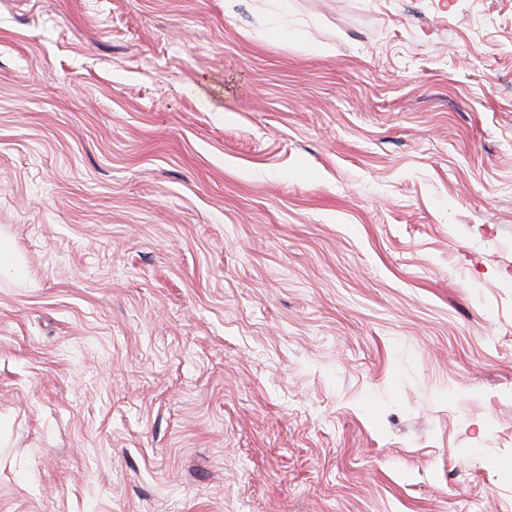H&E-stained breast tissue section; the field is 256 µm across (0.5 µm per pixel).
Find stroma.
<instances>
[{"instance_id":"stroma-1","label":"stroma","mask_w":512,"mask_h":512,"mask_svg":"<svg viewBox=\"0 0 512 512\" xmlns=\"http://www.w3.org/2000/svg\"><path fill=\"white\" fill-rule=\"evenodd\" d=\"M0 233V512H512V0H0Z\"/></svg>"}]
</instances>
